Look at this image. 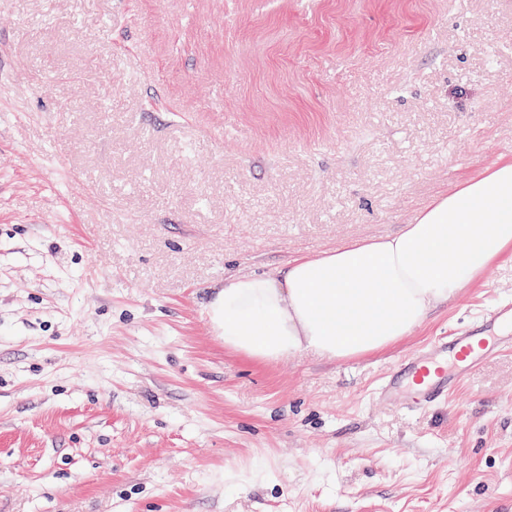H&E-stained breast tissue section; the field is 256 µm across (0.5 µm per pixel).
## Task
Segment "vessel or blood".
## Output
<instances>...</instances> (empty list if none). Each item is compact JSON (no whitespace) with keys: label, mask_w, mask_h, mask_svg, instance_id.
Returning a JSON list of instances; mask_svg holds the SVG:
<instances>
[{"label":"vessel or blood","mask_w":512,"mask_h":512,"mask_svg":"<svg viewBox=\"0 0 512 512\" xmlns=\"http://www.w3.org/2000/svg\"><path fill=\"white\" fill-rule=\"evenodd\" d=\"M489 320L490 330L456 331L405 358L400 369L380 385L379 397L396 407L434 402L483 360L512 350V307L495 310Z\"/></svg>","instance_id":"vessel-or-blood-1"}]
</instances>
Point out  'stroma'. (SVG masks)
<instances>
[{
  "instance_id": "obj_1",
  "label": "stroma",
  "mask_w": 512,
  "mask_h": 512,
  "mask_svg": "<svg viewBox=\"0 0 512 512\" xmlns=\"http://www.w3.org/2000/svg\"><path fill=\"white\" fill-rule=\"evenodd\" d=\"M512 159V0H0V512H512V251L389 347L274 363L235 274L398 233ZM492 329L454 331L404 359L401 368L378 388L390 406L432 403L463 381L491 355L512 350V306L496 309Z\"/></svg>"
}]
</instances>
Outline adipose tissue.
I'll use <instances>...</instances> for the list:
<instances>
[{
    "instance_id": "ef3b65f1",
    "label": "adipose tissue",
    "mask_w": 512,
    "mask_h": 512,
    "mask_svg": "<svg viewBox=\"0 0 512 512\" xmlns=\"http://www.w3.org/2000/svg\"><path fill=\"white\" fill-rule=\"evenodd\" d=\"M512 250V162L464 183L397 235L355 242L274 275L238 274L208 305L226 348L274 362L384 349Z\"/></svg>"
}]
</instances>
